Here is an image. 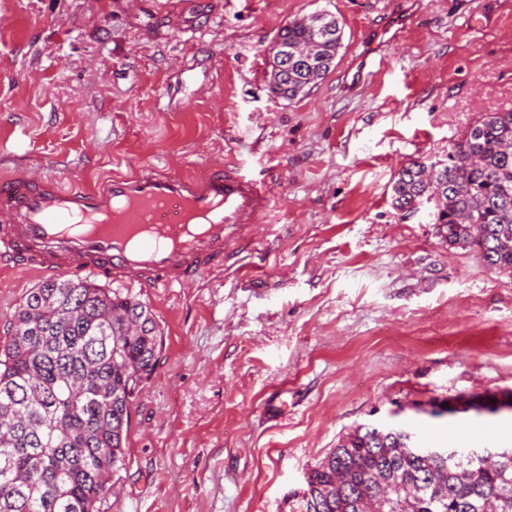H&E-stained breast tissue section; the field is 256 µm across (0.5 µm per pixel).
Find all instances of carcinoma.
Segmentation results:
<instances>
[{
  "mask_svg": "<svg viewBox=\"0 0 512 512\" xmlns=\"http://www.w3.org/2000/svg\"><path fill=\"white\" fill-rule=\"evenodd\" d=\"M336 15L321 11L285 26L272 49L269 88L292 100L330 70L342 46ZM397 208L434 207L448 246L512 272V111L489 112L445 160L414 161L392 185ZM162 344L153 315L131 293L87 277L29 289L0 349V512H99L126 460L130 406ZM403 426L354 427L306 476V510L336 484L375 497L382 469L419 486L384 512H512V460L487 469L475 449L445 447L436 460Z\"/></svg>",
  "mask_w": 512,
  "mask_h": 512,
  "instance_id": "carcinoma-1",
  "label": "carcinoma"
}]
</instances>
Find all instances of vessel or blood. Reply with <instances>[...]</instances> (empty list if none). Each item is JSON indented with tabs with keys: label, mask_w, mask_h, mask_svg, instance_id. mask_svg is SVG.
Returning <instances> with one entry per match:
<instances>
[{
	"label": "vessel or blood",
	"mask_w": 512,
	"mask_h": 512,
	"mask_svg": "<svg viewBox=\"0 0 512 512\" xmlns=\"http://www.w3.org/2000/svg\"><path fill=\"white\" fill-rule=\"evenodd\" d=\"M272 198L270 184L227 162L201 175L146 167L70 187L19 173L0 181V263L123 288L183 287L223 267Z\"/></svg>",
	"instance_id": "vessel-or-blood-1"
}]
</instances>
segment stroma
Listing matches in <instances>:
<instances>
[{
    "instance_id": "35a3bbf8",
    "label": "stroma",
    "mask_w": 512,
    "mask_h": 512,
    "mask_svg": "<svg viewBox=\"0 0 512 512\" xmlns=\"http://www.w3.org/2000/svg\"><path fill=\"white\" fill-rule=\"evenodd\" d=\"M322 10L343 26L334 67L274 97L281 28ZM397 14L409 27L348 84ZM506 110L512 0H0V177L69 186L230 157L275 188L233 263L138 292L163 347L100 512H305L307 473L360 424L465 443L481 423L512 442V415L429 414L512 390V273L391 192ZM41 281L0 267V346Z\"/></svg>"
}]
</instances>
